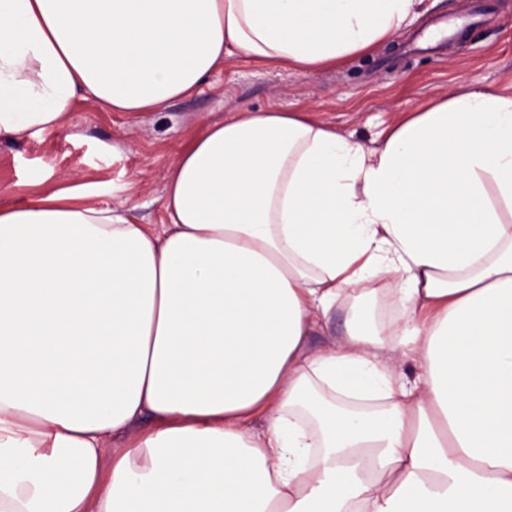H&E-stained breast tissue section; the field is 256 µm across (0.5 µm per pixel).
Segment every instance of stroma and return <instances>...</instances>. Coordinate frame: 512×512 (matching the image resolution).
Instances as JSON below:
<instances>
[{"label": "stroma", "mask_w": 512, "mask_h": 512, "mask_svg": "<svg viewBox=\"0 0 512 512\" xmlns=\"http://www.w3.org/2000/svg\"><path fill=\"white\" fill-rule=\"evenodd\" d=\"M489 7L478 25L433 50L405 46L431 23L465 14L470 0H426L389 42L333 69L285 70L239 54L198 91L157 112L78 103L53 132L0 143V205L65 189L156 224L175 159L208 123L274 106L312 113L370 147L405 113L442 96L469 87L512 95V0H489Z\"/></svg>", "instance_id": "1"}]
</instances>
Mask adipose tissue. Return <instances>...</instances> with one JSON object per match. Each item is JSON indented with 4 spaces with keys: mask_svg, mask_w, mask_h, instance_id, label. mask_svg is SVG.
<instances>
[{
    "mask_svg": "<svg viewBox=\"0 0 512 512\" xmlns=\"http://www.w3.org/2000/svg\"><path fill=\"white\" fill-rule=\"evenodd\" d=\"M423 3L0 0V141L160 110L239 52L333 67ZM508 210L512 96L474 88L374 148L209 124L156 224L0 207V512H512ZM345 329V309L336 307L331 314L328 327L322 331L315 332L309 338V347L312 350L319 349L330 343L336 336L342 335Z\"/></svg>",
    "mask_w": 512,
    "mask_h": 512,
    "instance_id": "ef3b65f1",
    "label": "adipose tissue"
}]
</instances>
